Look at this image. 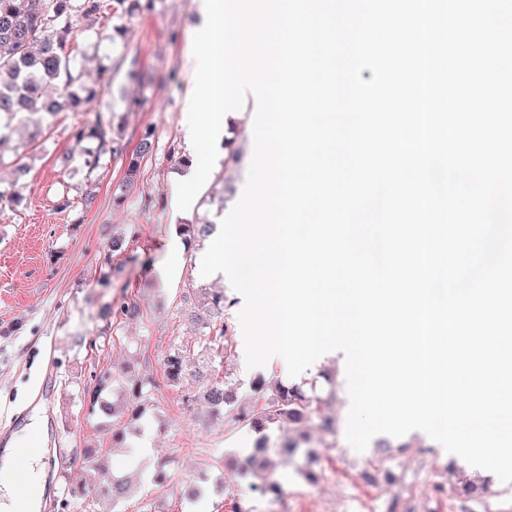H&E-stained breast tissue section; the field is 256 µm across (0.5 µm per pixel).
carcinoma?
Listing matches in <instances>:
<instances>
[{
    "label": "carcinoma",
    "instance_id": "obj_1",
    "mask_svg": "<svg viewBox=\"0 0 512 512\" xmlns=\"http://www.w3.org/2000/svg\"><path fill=\"white\" fill-rule=\"evenodd\" d=\"M150 0H0V142L6 138L11 122L24 115H53L57 112H88L101 96V90L81 82L75 55L67 49L73 26L80 19L107 20L117 14H133ZM124 117L112 110L95 112L91 122L80 126L75 142L93 141L96 147L82 156L88 173H93L106 154L114 158L126 153L123 144ZM210 342H227L228 326L221 320L206 323ZM184 367V350L176 348L166 357L165 373L169 380L179 379ZM109 377L100 379L89 394L92 411L106 415L116 409L103 402L105 390L111 387ZM153 382L137 379L129 384L132 400L130 417L140 419ZM209 404L222 408L234 400L232 391L214 381L205 386ZM321 398L299 386L280 387L277 394L255 407L254 428L261 433L258 447L247 459L248 465L261 462L272 468L267 457L265 432L283 420H309L320 410Z\"/></svg>",
    "mask_w": 512,
    "mask_h": 512
}]
</instances>
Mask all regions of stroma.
<instances>
[{
  "label": "stroma",
  "mask_w": 512,
  "mask_h": 512,
  "mask_svg": "<svg viewBox=\"0 0 512 512\" xmlns=\"http://www.w3.org/2000/svg\"><path fill=\"white\" fill-rule=\"evenodd\" d=\"M200 2L152 0L150 9L106 24L80 23L71 41L82 82L102 90L100 107L125 115L126 153L139 157L134 180L126 178L125 159L104 157L91 173L82 167L72 133L92 121L89 113L45 117L34 143L27 121H16L0 142V188H9L16 165L27 168L23 203L0 205V430L20 411L50 422L40 512H80L74 489H100L116 478L131 485L122 512H229L240 499L252 512H273L258 492L272 479L283 484L294 512H369L380 496L397 512H512V483L491 482L428 436L385 435L355 451L345 437L350 399L341 354L321 356L295 378L276 364L253 373L242 356L241 296L228 278L200 274L208 240L185 241L180 263L171 265L166 246L180 225L202 213L220 224L238 202L254 149L248 98L225 121V141L194 206L177 209V185L193 175L183 134ZM115 27L122 36L111 37ZM148 128L152 144L142 154ZM63 196L72 205L61 211ZM116 238L123 247L113 253ZM216 294L227 298L228 351L202 347L198 320L209 316ZM129 301L139 314L115 316ZM175 345L191 354L172 382L163 362ZM206 366L212 380L237 393L219 415L196 396L197 372ZM104 374L155 385L145 419L127 426L123 445L113 443L106 418L87 412L84 392ZM259 378L265 386L257 392ZM311 379L318 382L321 419L270 434L268 445L278 451L274 471L245 467L257 438L248 420L253 406L277 387ZM295 441L297 453L280 454ZM88 450L90 466L81 461ZM161 466L168 479L157 484L152 476ZM310 467L317 482L304 476ZM469 481L477 490L466 496L461 488Z\"/></svg>",
  "instance_id": "1"
}]
</instances>
